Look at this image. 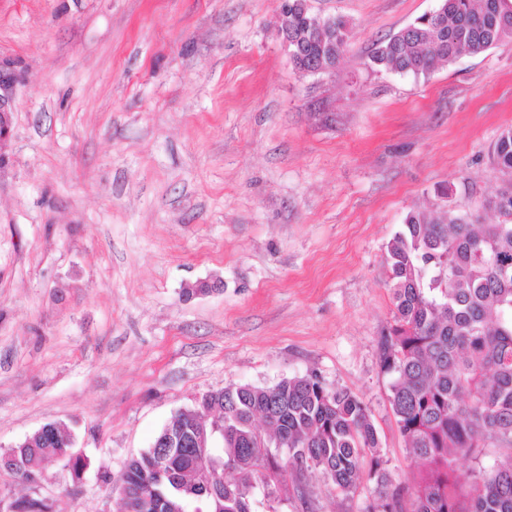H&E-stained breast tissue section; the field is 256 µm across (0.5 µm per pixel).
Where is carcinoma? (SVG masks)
I'll list each match as a JSON object with an SVG mask.
<instances>
[{
    "mask_svg": "<svg viewBox=\"0 0 512 512\" xmlns=\"http://www.w3.org/2000/svg\"><path fill=\"white\" fill-rule=\"evenodd\" d=\"M278 18L288 33L294 68H333L349 38L345 20L311 13L288 0ZM512 41V0H442L370 56V68L427 75L460 55ZM492 157L509 180L486 201L497 216L449 210L411 212L387 245L394 325L380 343L391 375L390 403L419 470L411 486L393 481L367 407L348 389L318 375L208 391L176 415L151 446L129 459L118 512H256L254 491L275 502L284 470H319L345 494L363 477L381 503L367 512H512V128ZM224 430L210 447L212 426ZM503 452L478 462L486 443ZM74 447L70 432L48 423L15 447L17 463L0 455V471L40 482L44 461ZM460 458L477 465L461 472Z\"/></svg>",
    "mask_w": 512,
    "mask_h": 512,
    "instance_id": "cac0c4a2",
    "label": "carcinoma"
}]
</instances>
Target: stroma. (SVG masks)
<instances>
[{
  "label": "stroma",
  "instance_id": "35a3bbf8",
  "mask_svg": "<svg viewBox=\"0 0 512 512\" xmlns=\"http://www.w3.org/2000/svg\"><path fill=\"white\" fill-rule=\"evenodd\" d=\"M351 29L302 74L279 0H0L14 131L0 168V450L47 423L55 512H115L125 462L201 394L318 374L368 408L395 482L416 471L380 341L408 212L478 213L503 181L512 43L425 76L377 43L438 0H309ZM217 283L186 296L185 288ZM313 470L277 512H366Z\"/></svg>",
  "mask_w": 512,
  "mask_h": 512
}]
</instances>
